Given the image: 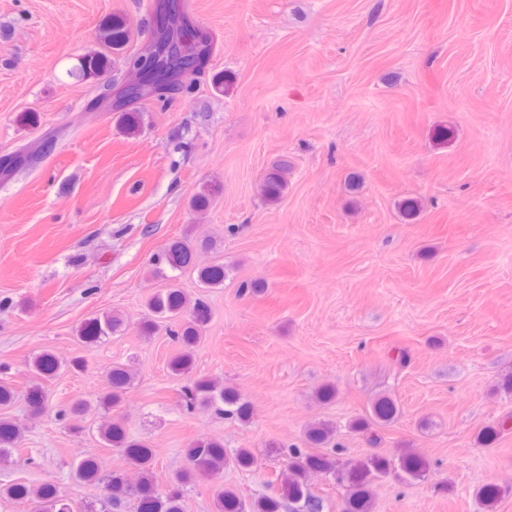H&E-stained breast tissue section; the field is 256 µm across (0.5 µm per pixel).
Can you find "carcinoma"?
Listing matches in <instances>:
<instances>
[{
    "label": "carcinoma",
    "instance_id": "obj_1",
    "mask_svg": "<svg viewBox=\"0 0 512 512\" xmlns=\"http://www.w3.org/2000/svg\"><path fill=\"white\" fill-rule=\"evenodd\" d=\"M105 50L91 53L82 58L76 73L82 77H96L111 66V55L124 50L131 37L127 20L112 16L102 21L99 30ZM288 160L282 159L271 166L261 184V194L269 203L279 201L287 186ZM194 268L199 283L204 288L224 286L226 272L224 264H195V250L186 238L170 240L150 260V275H165V269L184 270ZM150 316L143 318L138 330L143 336L154 335L160 326L180 345L169 362L170 373L176 377L190 376L193 370V348L202 337L210 317L209 307L203 299L194 301L178 288H167L151 296L147 302ZM126 329L124 320L110 312L88 319L81 326L80 339L88 346L100 343ZM34 380L25 392L27 406L36 412L47 406V395L43 382L57 376L63 367L81 370L85 361L74 358L62 364L53 354L42 351L26 360ZM135 376L125 367L113 368L106 377V383L98 396V405L105 411L118 407L127 390L133 385ZM187 409H213L226 417L242 423L249 422L254 414L253 405L242 399L230 387L221 385L212 378H194L187 390ZM399 407L389 396H380L371 405L369 413L353 419L349 429L365 435L367 443L375 446L381 436L373 431L375 426L389 425L397 420ZM336 427L325 421L311 425L305 433L306 444L311 448H323L335 436ZM103 442L122 451L127 464L138 471L139 481L132 486L122 471L104 474L99 461L84 457L77 462L73 477L79 482L99 490L98 496L76 511L60 494L56 485L46 481L33 488L24 481H18L0 490L1 496L28 503L35 512H125L131 501H136L134 512H184L183 488L198 479L216 481L221 478L224 467L232 464L247 469L254 465V457L247 448H240L233 457L224 452V443L207 437H200L185 449L184 464L174 473L172 488L160 492L154 483L152 465L154 453L150 445L132 438L123 420L115 419L100 428ZM21 438V429L7 417H0V464L9 461L13 448ZM288 475L284 479V494L264 496L248 504L238 491L223 484L216 486L213 496V512H284L286 503H295L298 508L292 512H324V499L313 494L307 484L308 475L322 472L336 475L340 483H349V492L344 512H372L373 496L371 486L375 479L392 469L390 460L373 457L345 473L336 471V462L324 455L309 454L302 449L287 447ZM399 469L407 477L421 478L427 471L426 460L417 454H406L399 459ZM502 490L495 484L484 485L478 496L487 509L494 508L501 498Z\"/></svg>",
    "mask_w": 512,
    "mask_h": 512
}]
</instances>
